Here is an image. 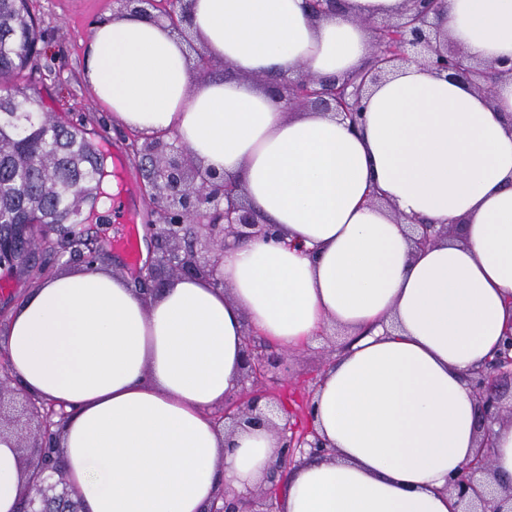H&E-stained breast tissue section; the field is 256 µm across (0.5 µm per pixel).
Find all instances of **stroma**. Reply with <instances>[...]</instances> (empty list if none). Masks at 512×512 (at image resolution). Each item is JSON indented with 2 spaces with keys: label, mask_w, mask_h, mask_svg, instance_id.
Segmentation results:
<instances>
[{
  "label": "stroma",
  "mask_w": 512,
  "mask_h": 512,
  "mask_svg": "<svg viewBox=\"0 0 512 512\" xmlns=\"http://www.w3.org/2000/svg\"><path fill=\"white\" fill-rule=\"evenodd\" d=\"M30 6L41 30V53L35 60L37 94L56 115L83 124L88 138L105 136L111 151L124 152L122 124L95 100L84 74L88 35L94 25L112 16V0H30ZM345 340L344 330L331 329L296 350L289 382L297 394L319 383L334 349L342 348Z\"/></svg>",
  "instance_id": "stroma-1"
}]
</instances>
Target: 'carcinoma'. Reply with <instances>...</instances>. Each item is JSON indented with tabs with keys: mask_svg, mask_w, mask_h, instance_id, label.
<instances>
[{
	"mask_svg": "<svg viewBox=\"0 0 512 512\" xmlns=\"http://www.w3.org/2000/svg\"><path fill=\"white\" fill-rule=\"evenodd\" d=\"M28 0H0V231L10 235L25 227L49 226L54 236L42 249L54 251L60 236L71 253L94 261L107 243L84 225L110 203L103 189L112 176L108 153L84 130L43 109L28 86L29 70L41 33Z\"/></svg>",
	"mask_w": 512,
	"mask_h": 512,
	"instance_id": "1",
	"label": "carcinoma"
}]
</instances>
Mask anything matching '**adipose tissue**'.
<instances>
[{"mask_svg": "<svg viewBox=\"0 0 512 512\" xmlns=\"http://www.w3.org/2000/svg\"><path fill=\"white\" fill-rule=\"evenodd\" d=\"M304 5L187 0L227 80L195 81L185 43L145 18L114 16L89 37L96 100L122 125L174 134L283 241L226 245L219 286L183 278L143 296L85 269L16 309L0 352L27 393L67 410L63 475L85 512H204L218 489L259 486L275 438L220 435L212 419L239 388L244 332L294 351L330 323L349 344L313 416L335 453L291 469L280 512H456L448 477L477 440L467 375L512 328V80L491 104L411 63L373 87L360 130L325 112L288 116L252 75L354 71L371 43L360 18L405 0H347L317 22ZM441 24L475 60L512 58V0H449ZM409 218L461 234L418 250ZM21 474L0 436V512H18Z\"/></svg>", "mask_w": 512, "mask_h": 512, "instance_id": "adipose-tissue-1", "label": "adipose tissue"}]
</instances>
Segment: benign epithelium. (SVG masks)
Listing matches in <instances>:
<instances>
[{
    "mask_svg": "<svg viewBox=\"0 0 512 512\" xmlns=\"http://www.w3.org/2000/svg\"><path fill=\"white\" fill-rule=\"evenodd\" d=\"M126 11L149 20L161 21L183 33L189 18L172 0H117ZM411 6L376 25L360 23L373 33L370 60L357 72L343 78L319 77L305 70L294 75L264 79L270 101L278 105L331 112L357 125L362 119L361 101L369 87L398 65L418 63L438 75L473 88L493 100L499 81L512 78V60L489 63L471 61L461 48L441 36L434 19L439 17L436 0H408ZM307 16L317 21L345 12L346 0H305ZM126 136L137 141L139 168L144 191L152 205L155 223L145 225L154 243L153 257L146 263L147 276L139 291L152 295L178 278L216 277L219 255L228 241L272 239L277 228L264 222L248 202L242 188L224 174L204 170L188 148L165 133L146 135L136 130ZM413 242L424 249L453 233L454 227L411 224ZM239 390L224 400V409L213 417L218 431L233 434L240 429H261L277 439L278 451L264 481L246 495L217 491L205 512H278L276 501L284 474L296 455H325L327 444L311 423L297 432L291 423L293 412L283 400L267 390V376L273 369L288 371L289 354L250 337L245 338ZM0 435L14 436L17 448L29 449L23 472L38 468L40 479L34 487L24 485L21 512H84L81 496L70 487L63 473L46 461L52 455L66 419H54L49 410L30 394L19 395L10 386L12 372L0 361ZM478 412V443L472 458L448 477L459 512H512V485L497 489L489 478L493 460L489 451L491 426L503 419L502 388L512 384V333L502 349L484 367L468 374Z\"/></svg>",
    "mask_w": 512,
    "mask_h": 512,
    "instance_id": "1",
    "label": "benign epithelium"
}]
</instances>
